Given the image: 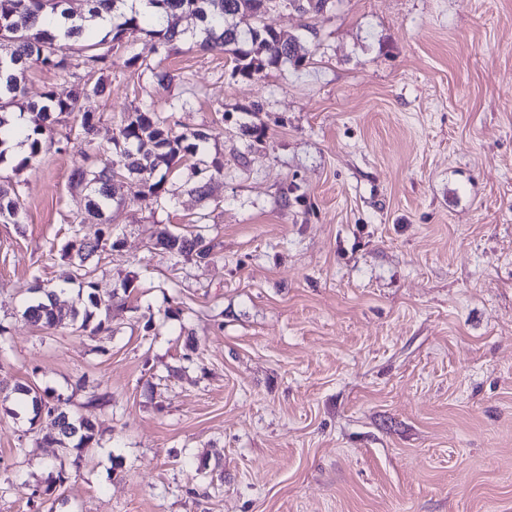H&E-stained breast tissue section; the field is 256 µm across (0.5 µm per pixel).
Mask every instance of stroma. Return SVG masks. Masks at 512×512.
<instances>
[{
	"instance_id": "35a3bbf8",
	"label": "stroma",
	"mask_w": 512,
	"mask_h": 512,
	"mask_svg": "<svg viewBox=\"0 0 512 512\" xmlns=\"http://www.w3.org/2000/svg\"><path fill=\"white\" fill-rule=\"evenodd\" d=\"M265 22L306 65L248 79L136 33L104 75L28 71L32 101L105 81L82 105L109 168L143 102L211 129L224 173L202 195L170 175L160 204L114 185L97 288L133 286L89 338L23 316L35 282L69 276L73 227L97 230L72 183L79 116L30 167L0 164L22 215L0 223V393L71 397L99 438L59 461L0 408V512H512V0H330ZM162 228L202 230L214 258L170 260ZM94 388L110 406L84 407Z\"/></svg>"
}]
</instances>
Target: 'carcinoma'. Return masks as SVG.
<instances>
[{"label":"carcinoma","mask_w":512,"mask_h":512,"mask_svg":"<svg viewBox=\"0 0 512 512\" xmlns=\"http://www.w3.org/2000/svg\"><path fill=\"white\" fill-rule=\"evenodd\" d=\"M86 11L75 14L67 0H0V160L13 136L23 138L28 155L18 167L25 168L41 153L46 139L52 137L54 124L61 117L80 111V99L104 91L101 83L79 85L66 99L46 92L39 102L24 100L25 81L31 66L69 75L82 68L89 72H104L114 65L117 50L126 38L144 32L156 39L158 46L167 51L183 39L187 29L183 18L190 15L197 20L191 37L205 52H220L234 62V73L252 77L267 68H276L284 62L299 67L306 62L300 53L299 40L282 38L264 23L268 0H148L149 9L119 15L120 21L94 42L84 40L88 21L101 11H109L119 0H84ZM329 0H288V4L303 14H319L326 10ZM266 49L269 55L260 56ZM30 114L28 122L18 126L16 112ZM212 134L196 130L181 135L173 134L170 117L157 112L152 106L138 103L130 106L120 117L117 136L113 144L127 159V179L137 192L160 201L166 190V177L178 171L186 182L194 184V191L204 194L208 180L224 175L223 164L207 162L201 158ZM87 165L75 172L76 182L87 191V216L82 224H103L105 229L95 239H85L75 231L61 250V257L70 261L72 274L69 283L75 286V297L70 305L60 303L58 290L42 284L33 291L41 294L27 304L24 314L43 329H54L69 323L75 331H90L95 336L108 330L101 319L94 328L89 324L98 313L112 307L114 296L101 298L95 281L96 269L87 265L92 254L116 247L112 241L113 195L110 191V169L97 168V160L82 153ZM194 162L186 163V158ZM19 193L11 183H0V221L19 223ZM156 246L171 258L193 255L206 262L214 257V245L203 234H176L168 230L158 233ZM16 402L24 403L31 413L30 420L39 418L41 406L47 412L56 411L68 418L67 429L58 436L46 434L39 443L60 449V457L72 451H83L97 443L95 424L73 411L70 398L42 390L32 383L15 390Z\"/></svg>","instance_id":"carcinoma-1"}]
</instances>
